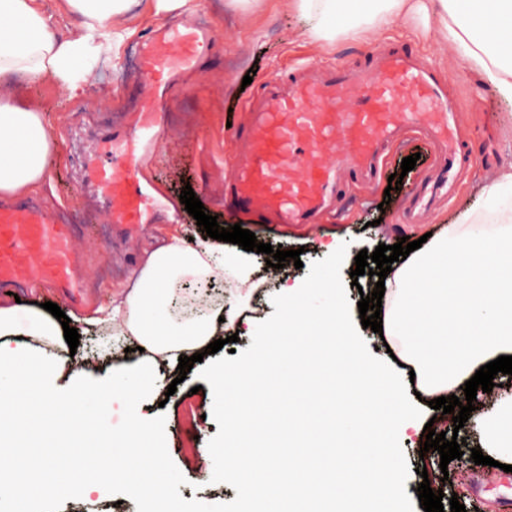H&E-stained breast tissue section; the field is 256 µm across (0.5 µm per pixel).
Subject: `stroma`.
<instances>
[{"mask_svg":"<svg viewBox=\"0 0 512 512\" xmlns=\"http://www.w3.org/2000/svg\"><path fill=\"white\" fill-rule=\"evenodd\" d=\"M190 16L199 26L211 30L215 38L201 48L196 73L174 79L167 88L172 137L143 174L174 200L182 188L192 187L205 213L215 216L221 225L248 221L247 216L224 204V166L230 158L231 126L238 123L243 103L260 94L265 83L281 78L290 65L364 62L384 47L400 45L436 65L464 102L473 163L459 193L443 203L428 223H404L408 195L424 177L427 161L420 156L422 147L418 142L395 147L385 172L402 175L398 189L387 193L379 187L368 194L344 191L340 213L326 217V226L319 231L307 226L256 229L258 241L300 250L302 268H295V261L289 259L280 271L285 284L302 282L308 264L323 259V244L333 240L348 245L341 270L342 279L348 282L361 250L372 251L404 237L414 241L426 233L438 232L440 225L453 223L465 203L476 202L484 183L512 171V104L503 101L493 86L477 82L447 45L428 38L423 22L383 25L370 35L341 33L335 41L327 42L304 36L305 24L289 12L286 0H260L257 6L244 9L235 8L230 0H195ZM166 22V17L153 15L146 6L135 7L127 16L131 35L120 53L125 69L115 72L107 66L91 74V86L83 98L68 99L62 89L46 83L28 89V96L40 104L56 145L48 160L45 186L16 196L15 202L62 214L77 225L76 248L83 260L84 288L78 303L45 286L27 288L18 293L22 305L36 308L49 301L67 313L93 310L127 286L143 251L163 237L176 234L185 239L204 238L202 227L186 212L179 223L145 224L130 237L121 236L89 180L90 144L105 132L124 129L148 93L140 73L138 46ZM248 74L253 81L246 86L242 80ZM195 95L207 99L211 111H197L191 102ZM412 155L417 158L414 169L402 171L403 158ZM274 294V289L263 285L255 290L251 305L242 312L244 324L238 342L233 348H221V355L251 345L256 324L274 311ZM103 343L102 337L84 335L76 350L60 349V356L69 360L79 388L93 390L114 369L137 358L136 353H125L119 344L113 346L109 356H101ZM155 377L153 390L139 393L133 402L114 399L101 421L102 427L120 432L133 407L151 417L164 415L170 457L187 480L179 488L181 497L205 503L233 501L236 490L212 482L200 460V448L218 432L210 385L202 384L197 372L183 376L173 366L158 367ZM172 383L177 390L171 394L167 387ZM426 435L422 429L399 436L411 470L405 485L410 498H417V488L425 478L432 489L456 496L467 512H498V500L512 498V472L478 465L470 459L451 461L447 470H440L437 450L424 448ZM422 467L427 470L423 476L418 473ZM39 504L38 512H142L139 494L126 483L114 484L102 494H58L49 490L40 496Z\"/></svg>","mask_w":512,"mask_h":512,"instance_id":"1","label":"stroma"}]
</instances>
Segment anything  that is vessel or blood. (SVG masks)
Wrapping results in <instances>:
<instances>
[{"label": "vessel or blood", "mask_w": 512, "mask_h": 512, "mask_svg": "<svg viewBox=\"0 0 512 512\" xmlns=\"http://www.w3.org/2000/svg\"><path fill=\"white\" fill-rule=\"evenodd\" d=\"M202 32L177 20L141 46L149 82L165 85L192 70ZM167 105L147 100L130 131L91 151V181L123 230L144 223L162 204L161 191L137 176L150 148L165 135ZM224 169V202L260 224H315L334 211L344 186L368 188L384 175L390 149L406 136L430 151L432 173L413 192L412 222H421L459 188L469 168L459 98L421 56L385 49L370 65L302 64L249 99ZM74 225L37 208L0 207V285L48 280L69 299L83 280Z\"/></svg>", "instance_id": "obj_1"}]
</instances>
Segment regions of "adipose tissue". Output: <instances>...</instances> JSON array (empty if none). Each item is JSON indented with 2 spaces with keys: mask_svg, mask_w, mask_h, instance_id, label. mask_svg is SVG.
I'll list each match as a JSON object with an SVG mask.
<instances>
[{
  "mask_svg": "<svg viewBox=\"0 0 512 512\" xmlns=\"http://www.w3.org/2000/svg\"><path fill=\"white\" fill-rule=\"evenodd\" d=\"M133 2L60 0L53 17L37 0H0V86L49 80L68 97L82 96L88 86L82 60L96 52V40L119 45ZM348 2L288 0V6L307 20L309 36L323 40L336 36L327 25L331 19L349 16L354 27L372 29L424 14L435 20V36L512 102V0H480L474 11L468 0H369L355 13ZM72 13L83 18L82 33L55 34L58 16ZM52 146L39 104L0 97V194L24 193L45 180ZM482 200L481 209L460 210L454 224L442 226L407 261L393 263L385 279L387 343L433 398L460 394L481 366L512 355V172L486 184ZM254 274L247 254L221 241L189 245L170 236L146 256L128 292L72 317L143 349L92 393L57 387L64 363L29 342L33 336L58 341L60 324L0 299V497L30 498L49 486L90 493L121 482L137 490L143 512H183L165 493L170 472L157 463L158 428L136 415L117 435L101 429L100 421L116 395L153 386L158 362L191 356L224 326H240ZM189 278L226 280L233 303L175 322L170 305L178 282ZM484 423V455L512 464V403Z\"/></svg>",
  "mask_w": 512,
  "mask_h": 512,
  "instance_id": "ef3b65f1",
  "label": "adipose tissue"
}]
</instances>
